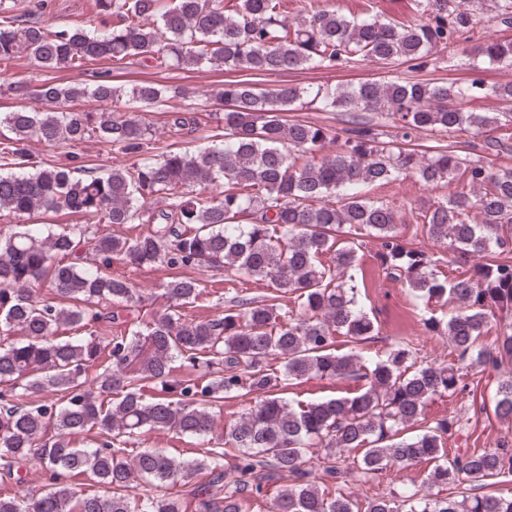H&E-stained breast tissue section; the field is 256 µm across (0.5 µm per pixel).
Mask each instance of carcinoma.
Wrapping results in <instances>:
<instances>
[{
  "instance_id": "1",
  "label": "carcinoma",
  "mask_w": 512,
  "mask_h": 512,
  "mask_svg": "<svg viewBox=\"0 0 512 512\" xmlns=\"http://www.w3.org/2000/svg\"><path fill=\"white\" fill-rule=\"evenodd\" d=\"M492 19L512 27V0H492ZM378 0H363L361 20L333 0H97L103 28L47 27L38 21L48 0H31L24 26L10 0H0V61L26 57L46 69L89 61L150 63L184 69L208 63L226 71L287 75L302 70L386 69L425 60L456 46L480 15L451 0H413L405 20L382 17ZM490 64H512V40L488 37L475 47ZM495 97L502 111L465 110L476 98ZM40 98L52 109L0 113L14 137L0 142V211L78 214L83 223L42 234L14 224L0 234V478L23 481L34 462L50 483L29 497L0 490V512H251L268 500L271 512H359L348 492L346 462L365 475L428 462L430 484L448 494L380 496L364 512H512V490L480 494L487 481L512 480V445L448 455L452 423L434 421L420 433L428 400L457 392L463 371L496 366L512 356V324L497 351L483 338L495 311L512 309V168L468 160L451 144L420 150L426 132H492L512 121V84H464L438 79H370L311 92L282 84L259 89L247 79L220 91L221 143L202 151L162 148L139 113L186 98L175 85L142 81L126 88L100 79L90 86L47 81ZM125 97L135 110L58 111L79 98ZM328 112H371L382 125L354 121L331 155H319L336 129L286 112L298 101ZM169 132L192 133L194 113L167 112ZM32 138L49 144L96 138L134 159L102 174L87 170L77 153L59 167L33 160ZM454 189L415 217L414 235L449 246L452 260L433 257L397 232L398 210L371 200L362 186H385L400 176ZM220 181L217 195L206 186ZM165 207L152 211L146 200ZM150 224L133 238L102 233V224ZM376 247L379 276L410 288L429 331L444 329L458 359L435 365L419 339L404 338L382 355L336 353V338L360 346L378 328L358 306L353 275L367 242ZM494 254L472 272L471 255ZM114 264H161L178 272L164 285L169 301L159 314L142 305L138 290L110 272ZM222 265L246 279L268 280L260 296L234 292L224 312L198 321L199 280L184 275ZM49 283L56 298L36 288ZM299 314L283 307L285 294ZM105 301L113 310L102 313ZM138 308L134 330L119 311ZM63 326L77 332L61 336ZM106 366H101L102 360ZM191 367L173 378L174 362ZM103 371H98V367ZM310 378H354L359 391L291 404L286 385ZM52 392L53 400L38 394ZM262 398L216 433L226 400ZM494 415L512 422V377L497 382ZM152 429L201 441L195 457L178 461L130 447ZM96 431L99 446L79 437ZM324 449L313 458L312 448ZM237 478L224 481V460ZM318 464H313V461ZM320 476H315L316 471ZM289 483L280 484L283 477Z\"/></svg>"
}]
</instances>
